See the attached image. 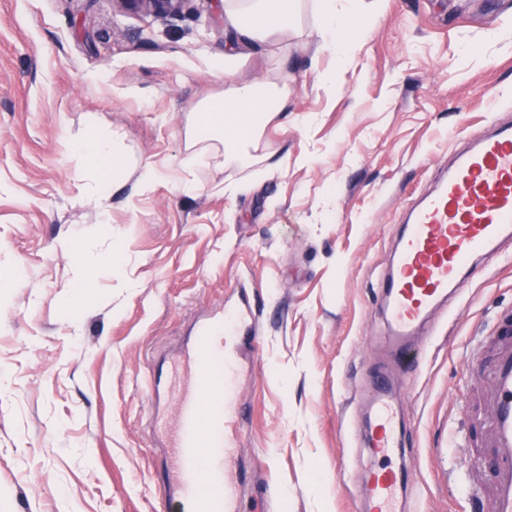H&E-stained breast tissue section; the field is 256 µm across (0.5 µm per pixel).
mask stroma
Segmentation results:
<instances>
[{
  "label": "stroma",
  "instance_id": "1",
  "mask_svg": "<svg viewBox=\"0 0 512 512\" xmlns=\"http://www.w3.org/2000/svg\"><path fill=\"white\" fill-rule=\"evenodd\" d=\"M361 2L375 20L341 59L304 0L284 37L304 48L278 69L279 46H228L224 0L172 18L0 0V512H182L161 492L170 451L149 388L200 321L241 301L259 339L231 344L237 512H356L379 464L360 394L381 365L407 431L409 512H470L488 388L465 367L495 356L512 244L406 369L391 364L381 284L410 207L492 122L512 123V0ZM271 74L287 116L252 163L225 160L196 136L198 106ZM90 130L127 168L99 203L85 192L96 172L71 156ZM65 239L88 257L118 249L124 277L95 268L77 288Z\"/></svg>",
  "mask_w": 512,
  "mask_h": 512
}]
</instances>
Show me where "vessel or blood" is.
Masks as SVG:
<instances>
[{
	"label": "vessel or blood",
	"mask_w": 512,
	"mask_h": 512,
	"mask_svg": "<svg viewBox=\"0 0 512 512\" xmlns=\"http://www.w3.org/2000/svg\"><path fill=\"white\" fill-rule=\"evenodd\" d=\"M512 241V125L496 124L458 152L435 187L409 212L398 251L384 281L388 340L393 354L410 350L422 323L447 302L478 261L497 257ZM253 317L235 306L202 324L174 361L168 389L173 417L153 419L169 437L173 466L165 494L192 512H232L225 495L224 461L233 443L226 435L236 415L230 404L234 382L225 339L250 328ZM466 376L489 383L488 429L495 453L491 490L469 491L471 512H512V344L503 343L491 370L470 365ZM366 401L370 409L367 444L384 462L365 482L360 512H400L405 470L386 465L404 441L396 420V398L387 373H380Z\"/></svg>",
	"instance_id": "1"
}]
</instances>
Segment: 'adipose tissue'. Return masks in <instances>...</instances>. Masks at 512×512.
<instances>
[{
	"mask_svg": "<svg viewBox=\"0 0 512 512\" xmlns=\"http://www.w3.org/2000/svg\"><path fill=\"white\" fill-rule=\"evenodd\" d=\"M301 4L302 0H224L229 45L244 44L266 51L294 23ZM359 19V0H345L341 5L336 0H323L316 34L337 56H345ZM287 109L288 90L273 79L233 84L222 97L204 104L198 130L221 141L226 159L245 162L270 118ZM72 154L84 166L98 171L93 191L101 199L108 193L111 176L125 169L116 142L96 133L76 142Z\"/></svg>",
	"mask_w": 512,
	"mask_h": 512,
	"instance_id": "ef3b65f1",
	"label": "adipose tissue"
}]
</instances>
